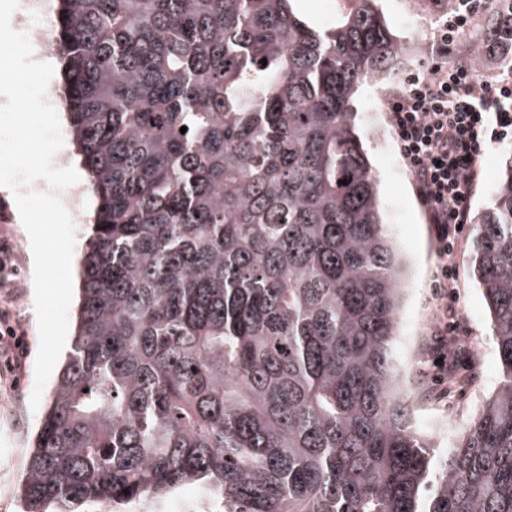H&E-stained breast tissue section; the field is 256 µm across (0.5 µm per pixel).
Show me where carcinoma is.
Instances as JSON below:
<instances>
[{
    "mask_svg": "<svg viewBox=\"0 0 512 512\" xmlns=\"http://www.w3.org/2000/svg\"><path fill=\"white\" fill-rule=\"evenodd\" d=\"M291 2L58 0L96 208L25 512L189 484L224 512H512V162L471 218L499 381L436 461L394 363L404 264L354 110L400 40L377 0L321 28Z\"/></svg>",
    "mask_w": 512,
    "mask_h": 512,
    "instance_id": "carcinoma-1",
    "label": "carcinoma"
}]
</instances>
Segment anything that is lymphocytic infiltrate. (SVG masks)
Wrapping results in <instances>:
<instances>
[{"label": "lymphocytic infiltrate", "mask_w": 512, "mask_h": 512, "mask_svg": "<svg viewBox=\"0 0 512 512\" xmlns=\"http://www.w3.org/2000/svg\"><path fill=\"white\" fill-rule=\"evenodd\" d=\"M476 10V0H452L436 31L437 53H447ZM389 122L435 242L432 353L444 359L449 335L463 331L453 307L456 269L448 259L470 222L481 158L494 144L512 138V71L479 81L469 60L459 59L449 68L433 65L393 93Z\"/></svg>", "instance_id": "f902f5d3"}]
</instances>
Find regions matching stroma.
<instances>
[{"label": "stroma", "instance_id": "stroma-1", "mask_svg": "<svg viewBox=\"0 0 512 512\" xmlns=\"http://www.w3.org/2000/svg\"><path fill=\"white\" fill-rule=\"evenodd\" d=\"M380 7L406 46L417 49L414 72L428 70L436 61L432 50H421V43L432 42L439 14L447 11L448 0H381ZM382 86L364 84L358 95L362 110L361 128L368 136L370 156L379 171L382 206L389 232L406 262V292L402 308L401 334L395 355L402 375L413 386L422 388L416 403L417 420L430 433L439 450L448 446L450 427H463L481 408L485 397L498 382L497 355L491 338L489 316L470 268V241H463L453 256L457 315L467 329L459 371L466 385L450 387L430 380L428 356L435 319L432 274L437 262L435 244L425 212L415 196L410 171L401 158L387 113L369 111ZM512 160V144L504 142L489 150L483 167L492 168L493 177L479 176L471 200L472 212H480L497 190V176ZM0 238L8 239L11 260L20 273L23 286L12 304V313L24 332L22 348H0V398L12 394L22 400L15 409L0 408V512H22L20 481L30 452V438L41 414L30 408L35 381V361L39 330L34 311L35 289L30 263L29 242L24 227L15 219L10 200L0 191ZM137 512H224L220 502L203 487L191 485L167 497L151 500Z\"/></svg>", "mask_w": 512, "mask_h": 512}]
</instances>
